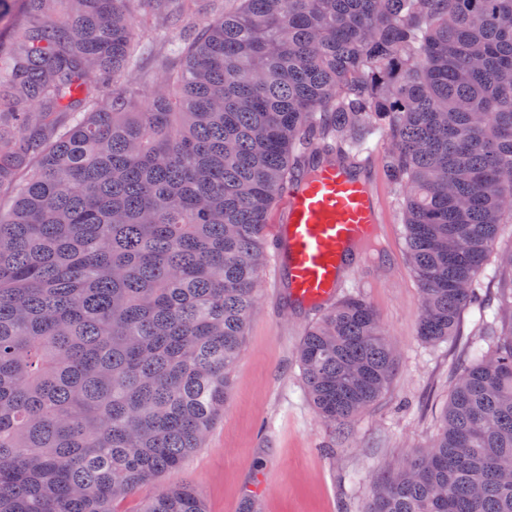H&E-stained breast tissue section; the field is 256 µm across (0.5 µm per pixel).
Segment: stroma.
Here are the masks:
<instances>
[{"label":"stroma","instance_id":"1","mask_svg":"<svg viewBox=\"0 0 512 512\" xmlns=\"http://www.w3.org/2000/svg\"><path fill=\"white\" fill-rule=\"evenodd\" d=\"M135 24L137 70L128 82L133 90L161 69L182 64L171 53L176 34L166 20L139 11ZM387 194L391 221L340 295L363 298L378 313L398 353L389 385L358 418L336 428L324 423L305 395L296 357L316 312L286 310L273 288H263L224 417L178 473L200 489L207 512H367L387 467L435 434L455 367L476 339L474 312L461 315L455 335L437 342L419 337L420 291L405 248L402 195L393 185ZM509 251L512 224H505L495 255L476 274L482 303L497 306L503 286L495 274L498 257ZM259 480L266 490L257 495L251 487Z\"/></svg>","mask_w":512,"mask_h":512}]
</instances>
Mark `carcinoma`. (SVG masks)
<instances>
[{"label":"carcinoma","mask_w":512,"mask_h":512,"mask_svg":"<svg viewBox=\"0 0 512 512\" xmlns=\"http://www.w3.org/2000/svg\"><path fill=\"white\" fill-rule=\"evenodd\" d=\"M0 44V512H120L224 412L261 294L269 214L321 136L404 196L418 335H452L512 216V0H238L181 40L150 96L132 0H24ZM176 15L190 0H139ZM332 426L396 355L350 297L302 337ZM136 512H206L188 480ZM368 512H512V327L457 368L429 446Z\"/></svg>","instance_id":"cac0c4a2"}]
</instances>
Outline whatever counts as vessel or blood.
Listing matches in <instances>:
<instances>
[{"instance_id": "vessel-or-blood-1", "label": "vessel or blood", "mask_w": 512, "mask_h": 512, "mask_svg": "<svg viewBox=\"0 0 512 512\" xmlns=\"http://www.w3.org/2000/svg\"><path fill=\"white\" fill-rule=\"evenodd\" d=\"M389 221L385 184L325 160L289 183L274 232L275 280L306 308L326 305Z\"/></svg>"}]
</instances>
